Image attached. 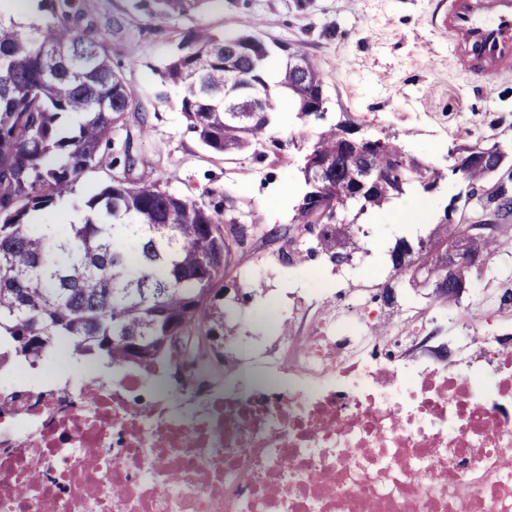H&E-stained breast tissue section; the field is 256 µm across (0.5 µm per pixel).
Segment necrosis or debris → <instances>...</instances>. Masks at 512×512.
Wrapping results in <instances>:
<instances>
[{
	"mask_svg": "<svg viewBox=\"0 0 512 512\" xmlns=\"http://www.w3.org/2000/svg\"><path fill=\"white\" fill-rule=\"evenodd\" d=\"M349 278L307 335L225 337V369L274 383L189 417L54 375L0 387V512H512V336L434 342Z\"/></svg>",
	"mask_w": 512,
	"mask_h": 512,
	"instance_id": "4bbe7bcc",
	"label": "necrosis or debris"
}]
</instances>
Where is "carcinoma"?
I'll use <instances>...</instances> for the list:
<instances>
[{"instance_id":"1","label":"carcinoma","mask_w":512,"mask_h":512,"mask_svg":"<svg viewBox=\"0 0 512 512\" xmlns=\"http://www.w3.org/2000/svg\"><path fill=\"white\" fill-rule=\"evenodd\" d=\"M153 2L161 15H181L211 0ZM38 10V24L0 20V362L17 354L16 336L36 323L46 352L68 348L148 371L167 356L131 361L112 337L152 342L196 319L224 332V301L210 296L224 281V214L157 182L114 178L89 198H76L80 177L109 164L103 143L142 105L112 68L103 42L69 25L78 14L73 0H38ZM250 37L194 29L159 73L162 86L181 89L180 110L208 149L241 151L271 139L282 92L293 97L300 119L324 112V75L305 53ZM249 111L250 122L237 119ZM392 143L383 138L365 158L386 172L375 192L355 199L357 172L344 165L336 172L327 195L337 206V223H357L413 184L445 180ZM495 147L464 142L448 149V172L463 185L449 203L466 198L469 185L486 183L492 165L512 171ZM342 150L330 127L308 153L336 159ZM64 205L79 212L81 222L32 223L36 213ZM481 226V214L470 207L431 233L438 244L466 242L471 263L460 277L497 248L496 233Z\"/></svg>"}]
</instances>
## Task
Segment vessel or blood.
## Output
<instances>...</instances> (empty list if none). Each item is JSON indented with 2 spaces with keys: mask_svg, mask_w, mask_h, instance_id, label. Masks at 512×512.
<instances>
[{
  "mask_svg": "<svg viewBox=\"0 0 512 512\" xmlns=\"http://www.w3.org/2000/svg\"><path fill=\"white\" fill-rule=\"evenodd\" d=\"M437 30L455 67L493 89L512 75V0H441Z\"/></svg>",
  "mask_w": 512,
  "mask_h": 512,
  "instance_id": "b4317fda",
  "label": "vessel or blood"
}]
</instances>
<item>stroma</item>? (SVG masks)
<instances>
[{
  "label": "stroma",
  "mask_w": 512,
  "mask_h": 512,
  "mask_svg": "<svg viewBox=\"0 0 512 512\" xmlns=\"http://www.w3.org/2000/svg\"><path fill=\"white\" fill-rule=\"evenodd\" d=\"M92 24L91 35L106 45L114 69L136 91L140 111L127 115L105 149L112 167L86 172L78 195L87 196L112 177L156 181L169 192L223 204L234 223L225 225L231 260L224 278L235 288L265 284L267 295L243 303L227 297L225 330L247 344L289 329L301 334L289 292L311 289L312 268L331 271L325 255L292 262L294 252L315 246L313 236L290 227L303 183L299 167L314 133L342 115L361 121L366 135L388 133L419 161L447 170L449 148L462 142L512 145V76L492 94L457 71L448 42L431 26L432 0H211L185 15H154L149 0H76ZM253 27L265 40L298 46L324 73L326 119L301 129L289 102H281L273 143L232 153L202 146L180 110L179 89L159 96L157 75L183 36L198 27L231 34ZM133 135L124 155L125 135ZM458 185L444 182L433 192L414 187L370 209L363 222L379 244L394 243L416 218L423 231L438 223ZM512 289V248L472 272L456 302L434 301L437 319H447L458 302L470 303L475 327H512V309L501 312L481 293Z\"/></svg>",
  "instance_id": "35a3bbf8"
}]
</instances>
